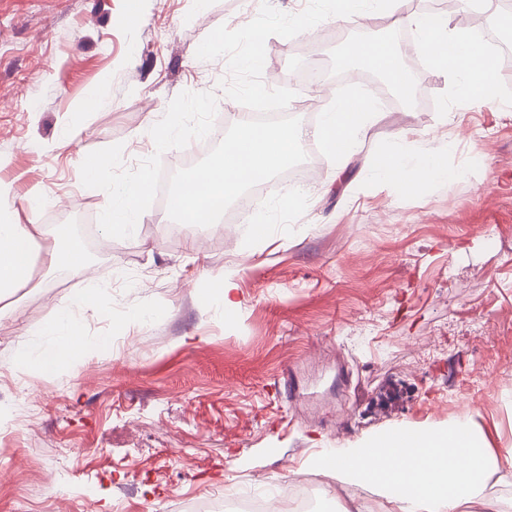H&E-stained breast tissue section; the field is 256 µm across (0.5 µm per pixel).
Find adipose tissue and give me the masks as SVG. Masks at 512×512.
I'll return each mask as SVG.
<instances>
[{
  "label": "adipose tissue",
  "instance_id": "adipose-tissue-1",
  "mask_svg": "<svg viewBox=\"0 0 512 512\" xmlns=\"http://www.w3.org/2000/svg\"><path fill=\"white\" fill-rule=\"evenodd\" d=\"M345 14L362 23L391 13L399 26L415 34L416 50L438 73L452 78L458 94L475 103L490 104L496 64L492 57L475 59L469 33L450 28L447 19L404 10V0H341ZM343 59L381 73L397 91H405V77L395 48L385 40L354 41ZM445 153L425 148L407 155L400 148L381 153L373 165L379 180L417 190L452 178ZM37 224L0 221V302L15 295L31 280ZM79 322L63 310L44 328L43 339L24 340L15 349L20 371H62L90 348L79 334ZM336 483L369 488L395 506V512H512L505 502L487 493L494 476H512V448L489 447L472 416L457 417L437 428L409 429L403 444L393 434L358 446L324 450L313 460Z\"/></svg>",
  "mask_w": 512,
  "mask_h": 512
}]
</instances>
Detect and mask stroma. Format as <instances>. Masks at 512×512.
<instances>
[{"instance_id": "35a3bbf8", "label": "stroma", "mask_w": 512, "mask_h": 512, "mask_svg": "<svg viewBox=\"0 0 512 512\" xmlns=\"http://www.w3.org/2000/svg\"><path fill=\"white\" fill-rule=\"evenodd\" d=\"M260 3L0 0V181L13 187L0 218L49 228L75 206L91 246L109 245L81 267H36L0 314V512H175L183 499L261 496L311 474L322 449L447 424L466 393L491 446L512 448V68L497 72V102L479 105L422 65L420 100L381 107L347 168L320 158L295 197L269 182L261 239L225 217L204 239L186 224L170 235L158 200L130 238L97 229L107 195L82 185L86 155L119 143L136 167L185 90L218 93L217 121L235 123L218 92L225 60L196 50ZM396 32L331 17L269 37L262 80L286 87L315 64L333 97L347 82L342 47ZM97 97L103 108H90ZM396 144L447 147L455 179L417 192L377 180L373 163ZM228 267L242 270L234 315L202 301ZM85 288L98 302L75 316L98 350L55 375L13 371L16 343ZM478 317L482 333H469ZM316 497L320 512L353 498L387 507L325 474Z\"/></svg>"}]
</instances>
